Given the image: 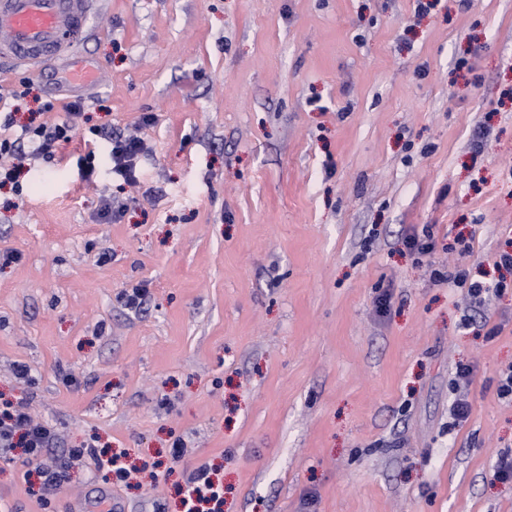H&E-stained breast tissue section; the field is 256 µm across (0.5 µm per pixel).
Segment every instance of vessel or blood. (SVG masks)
<instances>
[{"instance_id":"1","label":"vessel or blood","mask_w":512,"mask_h":512,"mask_svg":"<svg viewBox=\"0 0 512 512\" xmlns=\"http://www.w3.org/2000/svg\"><path fill=\"white\" fill-rule=\"evenodd\" d=\"M91 0H0V55H7L35 74H43L51 61L68 60L59 77L71 86L83 87L98 79L97 65L75 53L82 39Z\"/></svg>"}]
</instances>
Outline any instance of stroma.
I'll list each match as a JSON object with an SVG mask.
<instances>
[{"mask_svg": "<svg viewBox=\"0 0 512 512\" xmlns=\"http://www.w3.org/2000/svg\"><path fill=\"white\" fill-rule=\"evenodd\" d=\"M416 6L93 0L76 53L95 88L0 59V95L30 88L17 124L78 99L85 128L137 124L151 147L134 188L102 142L83 181L79 137L0 187V251L20 254L0 267V400L58 429L53 456L92 443L133 467L116 485L82 459L43 502L0 453V512H182L203 464L224 512H512V291L470 308L444 278L494 285L512 250V0Z\"/></svg>", "mask_w": 512, "mask_h": 512, "instance_id": "obj_1", "label": "stroma"}]
</instances>
